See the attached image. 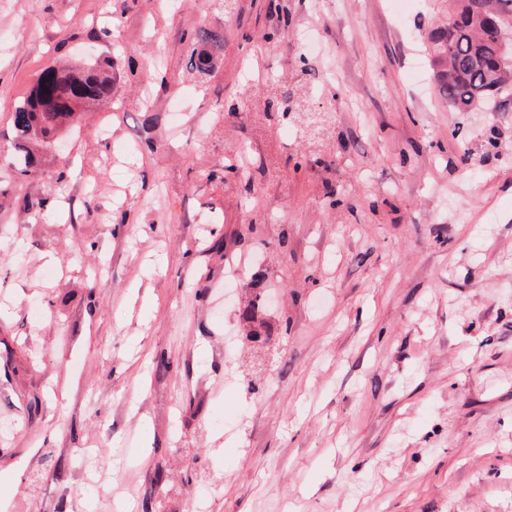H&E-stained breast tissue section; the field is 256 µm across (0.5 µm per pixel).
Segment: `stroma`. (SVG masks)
I'll list each match as a JSON object with an SVG mask.
<instances>
[{
	"instance_id": "obj_1",
	"label": "stroma",
	"mask_w": 512,
	"mask_h": 512,
	"mask_svg": "<svg viewBox=\"0 0 512 512\" xmlns=\"http://www.w3.org/2000/svg\"><path fill=\"white\" fill-rule=\"evenodd\" d=\"M439 8L0 0L7 512H512V112L438 96ZM109 56L111 104L18 182L32 82ZM273 80L316 127L257 111ZM194 39L201 48H194L187 57L185 67L187 70L199 75H206L213 68L215 60L224 51V32L200 28Z\"/></svg>"
}]
</instances>
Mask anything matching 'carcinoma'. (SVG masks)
I'll use <instances>...</instances> for the list:
<instances>
[{
	"instance_id": "1",
	"label": "carcinoma",
	"mask_w": 512,
	"mask_h": 512,
	"mask_svg": "<svg viewBox=\"0 0 512 512\" xmlns=\"http://www.w3.org/2000/svg\"><path fill=\"white\" fill-rule=\"evenodd\" d=\"M456 23L439 21L425 32L435 88L448 107L474 112L512 105V43L501 48L498 29L512 32V0H452ZM200 47L187 70L206 75L224 51V33L199 29ZM112 60L82 68L43 70L13 113L14 165L18 177L37 171L41 154L76 128L89 108L112 100Z\"/></svg>"
}]
</instances>
